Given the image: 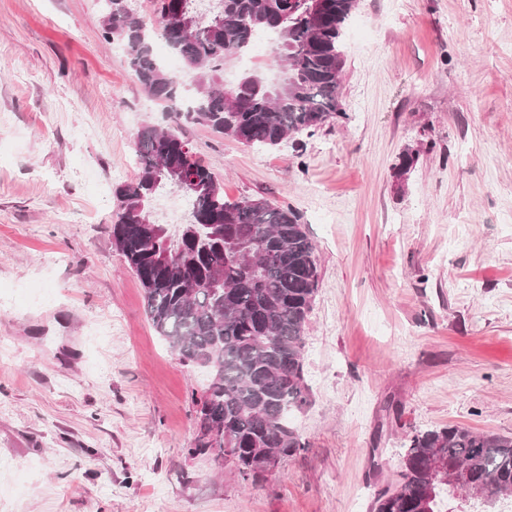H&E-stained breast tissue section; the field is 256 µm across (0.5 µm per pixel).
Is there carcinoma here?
<instances>
[{"label": "carcinoma", "instance_id": "carcinoma-1", "mask_svg": "<svg viewBox=\"0 0 512 512\" xmlns=\"http://www.w3.org/2000/svg\"><path fill=\"white\" fill-rule=\"evenodd\" d=\"M358 0H154L152 29L129 0H103L105 41H122L131 75L173 122L192 119L247 146L270 149L345 117L340 104L341 39ZM275 36L282 76L219 73ZM163 42L191 85L155 52ZM138 173L114 192L112 237L140 281L152 327L184 363L211 359L216 371L203 410L224 419V446L238 475L253 481L272 449L290 457L302 443L290 416L308 403L303 351L317 290L316 245L297 211L263 198L224 200V188L175 129L146 125L136 135ZM165 187L191 191L188 222L161 232L150 205ZM467 466L497 499L431 483L432 462ZM512 498V436L448 425L408 437L400 480L372 512H489Z\"/></svg>", "mask_w": 512, "mask_h": 512}]
</instances>
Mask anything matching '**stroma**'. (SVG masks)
<instances>
[{"instance_id": "stroma-1", "label": "stroma", "mask_w": 512, "mask_h": 512, "mask_svg": "<svg viewBox=\"0 0 512 512\" xmlns=\"http://www.w3.org/2000/svg\"><path fill=\"white\" fill-rule=\"evenodd\" d=\"M101 17L0 0V512H371L408 435L512 436V0H359L346 116L313 136L179 122L225 199L291 206L317 248L303 446L248 483L188 455L209 377L151 326L98 203L165 122Z\"/></svg>"}]
</instances>
